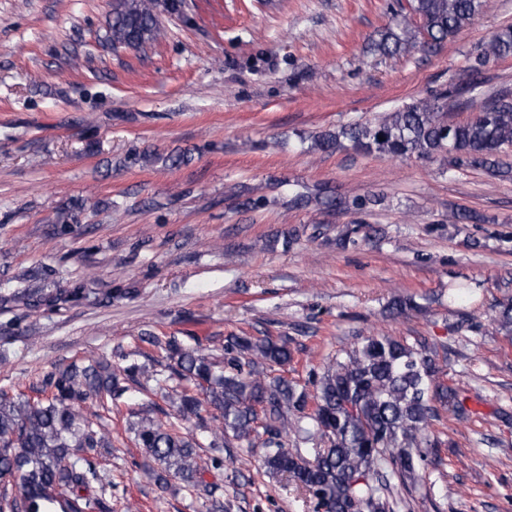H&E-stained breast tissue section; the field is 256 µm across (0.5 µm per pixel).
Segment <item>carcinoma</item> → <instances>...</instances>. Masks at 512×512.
<instances>
[{
    "label": "carcinoma",
    "instance_id": "carcinoma-1",
    "mask_svg": "<svg viewBox=\"0 0 512 512\" xmlns=\"http://www.w3.org/2000/svg\"><path fill=\"white\" fill-rule=\"evenodd\" d=\"M485 4L396 0L400 19L372 41L370 53L390 58L416 45L435 53L473 24ZM165 36L157 0H112L105 42L113 51L134 47L145 52ZM508 56L512 25L480 47L468 80L377 121L325 131L313 147L324 152L350 147L399 159L449 155L457 167H484L495 176L512 177V164L500 160L502 149L512 147V90L487 96L478 79L486 65ZM476 104L473 119L450 120V113ZM376 202L372 195L350 204L363 210ZM292 203L325 209L350 205L328 187L313 196L300 193ZM82 297L80 288H22L0 295V305L56 307ZM142 340L174 362L169 375L136 363L116 369L109 358L99 357L45 375L40 398L0 391V478H12L17 488L12 498L0 496V512H112V495L100 474L101 449L112 447V439L98 428L89 408L119 404L121 374L156 382L174 411L170 421L143 417L130 423L145 454L144 470L162 488L176 480L206 496L213 512L224 510L223 490L203 483L202 473L210 465H223L218 452L228 437L249 447L262 439L265 472L295 482L313 500L314 512H394L392 484L416 485L419 462L440 446L427 433L430 423L443 411L465 413L423 341L367 336L313 375L308 387L274 374L294 359L285 339L231 335L212 353L174 337ZM205 406L222 418L209 443L214 455L207 460L188 432ZM290 434L313 447H287Z\"/></svg>",
    "mask_w": 512,
    "mask_h": 512
}]
</instances>
